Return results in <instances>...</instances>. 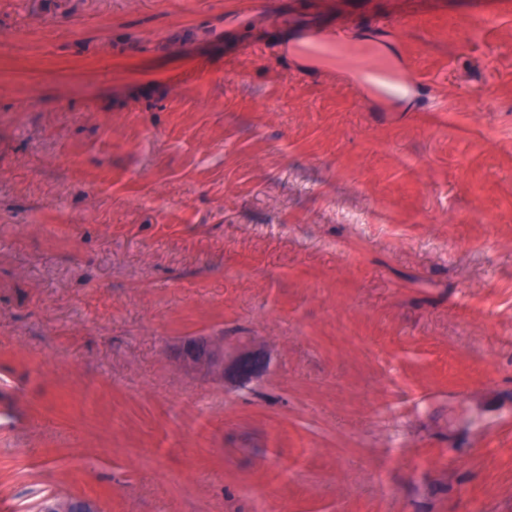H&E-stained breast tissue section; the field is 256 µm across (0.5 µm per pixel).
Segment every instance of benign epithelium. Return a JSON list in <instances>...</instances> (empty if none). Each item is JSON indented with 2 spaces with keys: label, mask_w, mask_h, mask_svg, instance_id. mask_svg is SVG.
<instances>
[{
  "label": "benign epithelium",
  "mask_w": 512,
  "mask_h": 512,
  "mask_svg": "<svg viewBox=\"0 0 512 512\" xmlns=\"http://www.w3.org/2000/svg\"><path fill=\"white\" fill-rule=\"evenodd\" d=\"M166 355L185 376L221 385L246 382L262 374L268 364L260 344L232 341L222 330L180 338L167 346ZM47 500L52 512H101L99 503L81 496L51 494Z\"/></svg>",
  "instance_id": "7a95c632"
}]
</instances>
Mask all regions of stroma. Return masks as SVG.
Segmentation results:
<instances>
[{
    "instance_id": "35a3bbf8",
    "label": "stroma",
    "mask_w": 512,
    "mask_h": 512,
    "mask_svg": "<svg viewBox=\"0 0 512 512\" xmlns=\"http://www.w3.org/2000/svg\"><path fill=\"white\" fill-rule=\"evenodd\" d=\"M285 2L0 0L8 512H512V0H295L402 99ZM299 26L302 42L310 53L319 56L348 54L351 66L362 74L368 85L377 86L389 82L399 89V95H407L421 82V77L408 66H402L401 82L393 81L391 60L379 48L371 51L350 43L348 34L340 26L320 27L309 22H301ZM166 355L185 376L223 386L257 377L268 364L259 343L229 340L223 330L180 338L167 346ZM51 502L52 512H99L101 507L95 500L76 495H55L46 496ZM46 500L39 504L42 509L46 508Z\"/></svg>"
}]
</instances>
